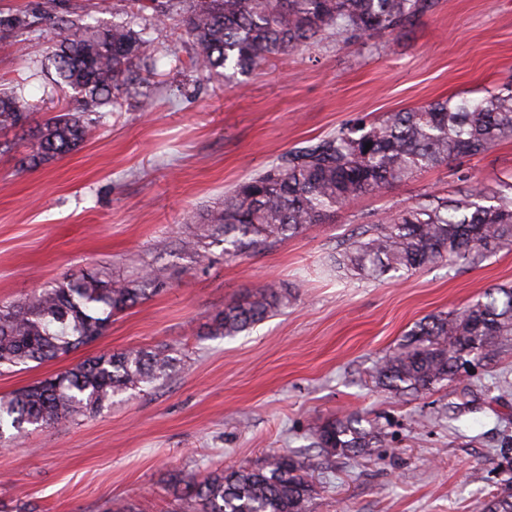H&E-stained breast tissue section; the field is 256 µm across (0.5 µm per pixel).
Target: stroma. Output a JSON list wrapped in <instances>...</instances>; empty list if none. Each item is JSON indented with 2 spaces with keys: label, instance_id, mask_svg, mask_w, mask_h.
Returning a JSON list of instances; mask_svg holds the SVG:
<instances>
[{
  "label": "stroma",
  "instance_id": "35a3bbf8",
  "mask_svg": "<svg viewBox=\"0 0 512 512\" xmlns=\"http://www.w3.org/2000/svg\"><path fill=\"white\" fill-rule=\"evenodd\" d=\"M124 0H0L35 23L21 41L0 37V88L30 104L36 127L62 105L35 75L62 12L100 24ZM165 59L150 110L94 116L77 150L36 168L0 153V301L85 271L123 278L164 267L162 292L115 316L104 336L68 356L0 371V396L89 357L175 346L169 378L114 398L91 418L0 444V507L33 512H176V478L217 465L306 454L308 429L330 416L379 419L387 436L372 456L333 457L315 469L316 512H481L512 484V344L470 381L402 399L367 373L415 322L457 311L494 285L512 286V249L474 264L440 262L400 277L359 280L325 270L331 254L366 225L422 194L466 191L455 164L422 172L383 194L336 210L303 234L228 259L222 246L194 263L177 249L193 216L288 150L433 99L479 97L512 75V0H437L398 33L344 48L326 41L288 52L227 83L173 69L190 44L154 31ZM477 182L512 179V142L469 162ZM278 282L286 308L232 337L207 323L247 291ZM508 455H501V448Z\"/></svg>",
  "mask_w": 512,
  "mask_h": 512
}]
</instances>
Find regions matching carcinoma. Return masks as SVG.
<instances>
[{
    "mask_svg": "<svg viewBox=\"0 0 512 512\" xmlns=\"http://www.w3.org/2000/svg\"><path fill=\"white\" fill-rule=\"evenodd\" d=\"M129 18L109 26L60 15L40 70L65 85L70 101L33 131L23 129L28 104L0 90V128L20 137L0 143L25 147L21 165L38 166L68 155L87 140L91 115L113 108L157 74V49L146 28L134 29L146 10L156 26L171 24L191 42L190 66L209 73H245L270 58L332 38L344 46L411 26L435 0H127ZM25 11L0 14V31L22 33ZM512 141V80L480 98H440L370 121L353 120L315 143L294 147L240 184L224 201L188 222L180 251L197 261L224 243L236 257L322 224L351 200L376 195L426 169L464 163ZM371 148H366V144ZM512 246V183L470 188L457 198L434 194L348 239L336 252V271L361 279L407 273L442 261L473 262ZM162 270L147 266L132 278L105 280L81 272L32 293L20 304H0V367L28 366L69 355L102 336L112 316L160 291ZM288 290L274 283L224 305L209 336H236L278 315ZM512 341V288L487 289L458 313L417 323L370 376L397 397L423 395L460 382ZM180 363L178 349L108 351L0 397V441H19L29 427L55 428L95 414L128 391L155 386ZM312 446L330 456L370 454L384 441L378 424L359 414L326 419L310 430ZM311 459L275 451L256 466H216L182 488L183 512H314ZM482 512H512V488L485 502Z\"/></svg>",
    "mask_w": 512,
    "mask_h": 512,
    "instance_id": "carcinoma-1",
    "label": "carcinoma"
}]
</instances>
